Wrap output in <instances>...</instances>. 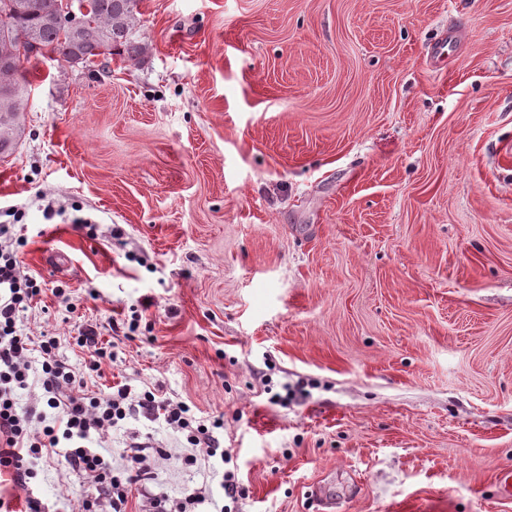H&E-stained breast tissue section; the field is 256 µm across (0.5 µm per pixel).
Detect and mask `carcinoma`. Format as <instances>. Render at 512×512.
Masks as SVG:
<instances>
[{"label": "carcinoma", "instance_id": "obj_1", "mask_svg": "<svg viewBox=\"0 0 512 512\" xmlns=\"http://www.w3.org/2000/svg\"><path fill=\"white\" fill-rule=\"evenodd\" d=\"M56 0H0V100L28 103L30 83L23 71L27 57L18 44L32 39L70 67H87L95 58L120 55L138 61L146 53L139 35L140 0H77L87 8L79 30L62 26L53 16ZM24 134L21 116L0 108V155L17 146Z\"/></svg>", "mask_w": 512, "mask_h": 512}]
</instances>
